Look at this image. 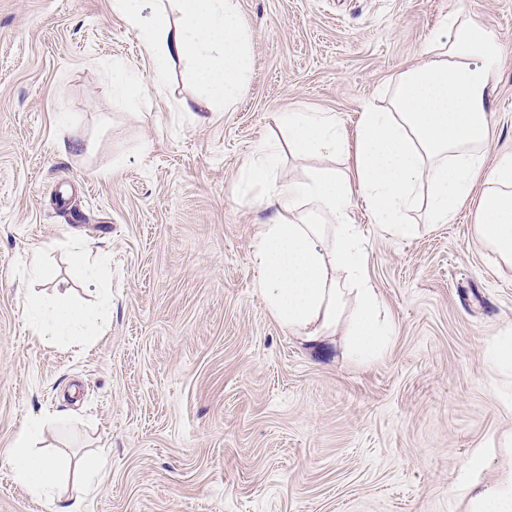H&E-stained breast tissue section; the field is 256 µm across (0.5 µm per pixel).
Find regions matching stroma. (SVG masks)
<instances>
[{"mask_svg": "<svg viewBox=\"0 0 512 512\" xmlns=\"http://www.w3.org/2000/svg\"><path fill=\"white\" fill-rule=\"evenodd\" d=\"M253 32L237 109L198 106L188 66L113 100L112 65L149 71L111 0H0V512H468L452 486L512 470V384L484 364L512 328V267L474 229L478 196L412 240L361 224L393 343L358 364L344 338L311 347L257 293L256 225L271 208L242 167L289 110L354 130L462 12L512 47V0H238ZM491 153L512 151V50L491 101ZM89 246L95 282L70 263ZM42 251V276L28 260ZM71 288L112 300L84 346L33 336L24 299ZM48 414L39 446L103 448L90 493L56 505L11 475L7 450ZM484 451L489 466L463 474Z\"/></svg>", "mask_w": 512, "mask_h": 512, "instance_id": "obj_1", "label": "stroma"}]
</instances>
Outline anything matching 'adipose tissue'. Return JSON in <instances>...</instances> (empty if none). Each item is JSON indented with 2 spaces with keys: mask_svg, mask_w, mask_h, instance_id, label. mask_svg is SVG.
Masks as SVG:
<instances>
[{
  "mask_svg": "<svg viewBox=\"0 0 512 512\" xmlns=\"http://www.w3.org/2000/svg\"><path fill=\"white\" fill-rule=\"evenodd\" d=\"M112 12L135 33L151 61L150 73L112 69L116 103H128L145 86L163 88L175 61L190 64L195 98L214 112L232 110L252 73L253 33L238 0H112ZM507 51L488 26L445 17L424 50L423 64L396 78L386 107L363 109L354 134L331 112L279 114L286 134L261 144L244 164L253 186L264 188L273 216L258 225L253 261L258 291L272 316L302 343L315 345L343 334L353 361L379 360L395 327L368 272V252L354 224V197H362L375 223L400 239L417 237L429 224H445L475 188L483 196L475 233L495 259L512 266V153L488 158L493 136L489 101ZM297 157L344 155L351 174L322 168L309 177L275 173L282 150ZM422 212L415 220L414 212ZM24 311L40 339L83 343L102 335L112 311L77 302L69 289L31 292ZM51 417L28 419L8 456L15 482L39 500L54 502L64 483L85 486L106 467L104 454L76 467L38 451Z\"/></svg>",
  "mask_w": 512,
  "mask_h": 512,
  "instance_id": "ef3b65f1",
  "label": "adipose tissue"
}]
</instances>
